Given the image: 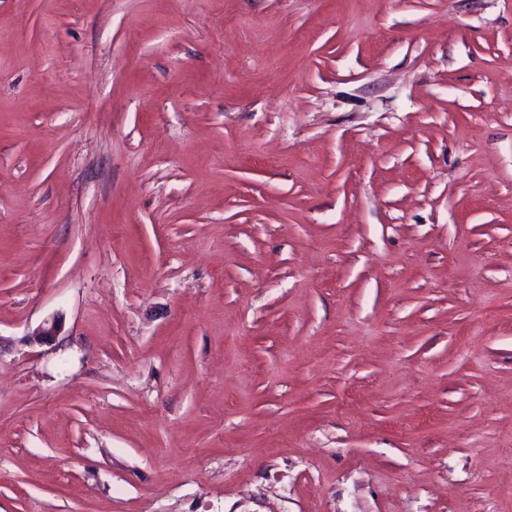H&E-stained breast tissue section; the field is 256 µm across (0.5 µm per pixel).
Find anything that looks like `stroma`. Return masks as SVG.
I'll list each match as a JSON object with an SVG mask.
<instances>
[{
  "label": "stroma",
  "instance_id": "1",
  "mask_svg": "<svg viewBox=\"0 0 512 512\" xmlns=\"http://www.w3.org/2000/svg\"><path fill=\"white\" fill-rule=\"evenodd\" d=\"M0 512H512V0H0Z\"/></svg>",
  "mask_w": 512,
  "mask_h": 512
}]
</instances>
